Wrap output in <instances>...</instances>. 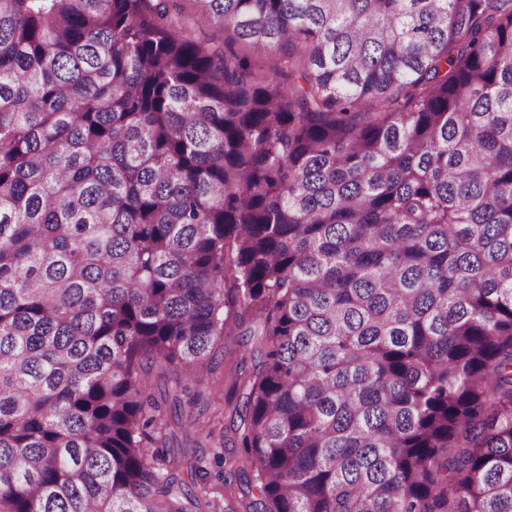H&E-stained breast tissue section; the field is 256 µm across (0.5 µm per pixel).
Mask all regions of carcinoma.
Returning <instances> with one entry per match:
<instances>
[{
  "instance_id": "1",
  "label": "carcinoma",
  "mask_w": 512,
  "mask_h": 512,
  "mask_svg": "<svg viewBox=\"0 0 512 512\" xmlns=\"http://www.w3.org/2000/svg\"><path fill=\"white\" fill-rule=\"evenodd\" d=\"M195 2L0 0V512H218L233 325L252 512H512V0ZM182 11L191 19V33L201 42L224 41V32L214 27L213 23L199 13L194 0H178ZM237 336L224 337V360L221 356L213 364V371L204 385H189L190 395H195L194 406L183 403L190 395L182 398V425L172 423L174 434L167 438V445L175 457H202L204 465L213 474L216 472L213 457L233 455L236 466L246 469L240 448H232L229 439L232 413L244 392L241 384L236 385L235 366L243 348L236 342ZM212 465H209L211 464Z\"/></svg>"
}]
</instances>
